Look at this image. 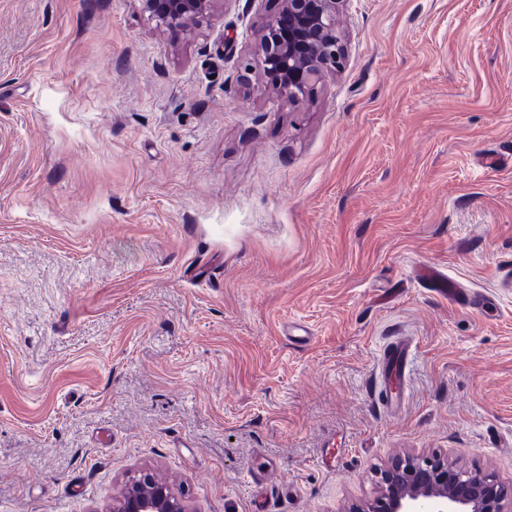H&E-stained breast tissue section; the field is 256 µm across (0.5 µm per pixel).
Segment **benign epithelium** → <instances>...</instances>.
Masks as SVG:
<instances>
[{"mask_svg": "<svg viewBox=\"0 0 512 512\" xmlns=\"http://www.w3.org/2000/svg\"><path fill=\"white\" fill-rule=\"evenodd\" d=\"M163 27L189 29L214 0H141ZM345 0H283L269 18L256 53L263 75L281 101H302L323 78L338 71L344 40L337 16ZM106 512H194L169 484L141 470L112 499ZM351 512H512V488L481 470H464L438 456L403 454L379 471L374 495Z\"/></svg>", "mask_w": 512, "mask_h": 512, "instance_id": "benign-epithelium-1", "label": "benign epithelium"}]
</instances>
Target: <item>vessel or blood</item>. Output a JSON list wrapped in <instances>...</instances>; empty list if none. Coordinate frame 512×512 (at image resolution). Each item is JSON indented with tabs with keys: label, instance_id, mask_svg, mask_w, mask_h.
<instances>
[{
	"label": "vessel or blood",
	"instance_id": "b4317fda",
	"mask_svg": "<svg viewBox=\"0 0 512 512\" xmlns=\"http://www.w3.org/2000/svg\"><path fill=\"white\" fill-rule=\"evenodd\" d=\"M414 279L429 293L463 308H479L482 301L480 294L462 287L446 269L430 263L416 265ZM412 351L409 341L397 336L389 342L378 359L374 392L387 409L401 408L406 401V379Z\"/></svg>",
	"mask_w": 512,
	"mask_h": 512
}]
</instances>
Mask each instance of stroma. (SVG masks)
I'll use <instances>...</instances> for the list:
<instances>
[{"label": "stroma", "instance_id": "obj_1", "mask_svg": "<svg viewBox=\"0 0 512 512\" xmlns=\"http://www.w3.org/2000/svg\"><path fill=\"white\" fill-rule=\"evenodd\" d=\"M279 6L0 0V512L145 467L194 512H348L405 452L512 484V0H346L296 106L254 55ZM215 0H141L160 26L180 31L198 25ZM414 279L429 293L448 299V301L467 309H478L482 296L468 288H462L460 282L450 276L445 268L430 263H419L414 268ZM412 345L405 338L394 336L380 355L374 392L379 402L387 409L403 407L406 401V379Z\"/></svg>", "mask_w": 512, "mask_h": 512}]
</instances>
